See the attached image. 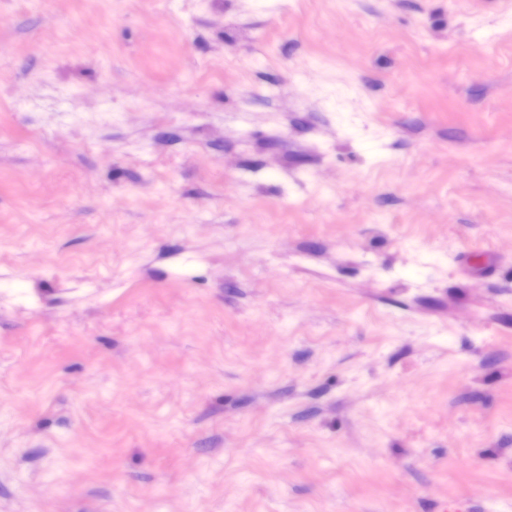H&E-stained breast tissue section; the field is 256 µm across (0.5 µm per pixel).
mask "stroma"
Returning <instances> with one entry per match:
<instances>
[{"instance_id": "35a3bbf8", "label": "stroma", "mask_w": 512, "mask_h": 512, "mask_svg": "<svg viewBox=\"0 0 512 512\" xmlns=\"http://www.w3.org/2000/svg\"><path fill=\"white\" fill-rule=\"evenodd\" d=\"M0 512H512V8L0 0Z\"/></svg>"}]
</instances>
